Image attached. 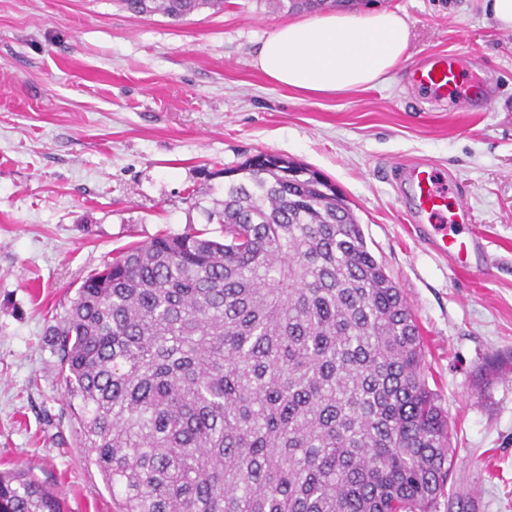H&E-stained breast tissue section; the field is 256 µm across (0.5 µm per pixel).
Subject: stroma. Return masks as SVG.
<instances>
[{"instance_id":"1","label":"stroma","mask_w":512,"mask_h":512,"mask_svg":"<svg viewBox=\"0 0 512 512\" xmlns=\"http://www.w3.org/2000/svg\"><path fill=\"white\" fill-rule=\"evenodd\" d=\"M404 12L407 60L382 86L307 96L252 64L291 21L267 0H224L175 23L120 0H0V471L58 491L65 512H112L81 448L50 328L83 276L160 233L221 226L224 171L261 153L300 161L350 202L424 339L428 384L458 450L437 512H512V31L481 0H361ZM453 54L493 91L462 112L412 88ZM425 161L464 185L461 237L487 256L460 272L412 222L398 168Z\"/></svg>"}]
</instances>
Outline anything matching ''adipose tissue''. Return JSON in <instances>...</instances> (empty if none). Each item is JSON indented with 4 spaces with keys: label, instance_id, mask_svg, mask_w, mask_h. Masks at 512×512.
Wrapping results in <instances>:
<instances>
[{
    "label": "adipose tissue",
    "instance_id": "adipose-tissue-1",
    "mask_svg": "<svg viewBox=\"0 0 512 512\" xmlns=\"http://www.w3.org/2000/svg\"><path fill=\"white\" fill-rule=\"evenodd\" d=\"M410 38L406 15L395 10L330 13L276 27L252 63L271 82L310 96L370 89L406 59Z\"/></svg>",
    "mask_w": 512,
    "mask_h": 512
}]
</instances>
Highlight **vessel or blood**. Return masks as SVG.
I'll return each mask as SVG.
<instances>
[{
    "instance_id": "b4317fda",
    "label": "vessel or blood",
    "mask_w": 512,
    "mask_h": 512,
    "mask_svg": "<svg viewBox=\"0 0 512 512\" xmlns=\"http://www.w3.org/2000/svg\"><path fill=\"white\" fill-rule=\"evenodd\" d=\"M416 87L426 88L436 94H446L459 86V64L451 55H441L419 63L411 72ZM406 182L412 193L411 215L418 224L436 225L440 235L436 249L443 254H451L460 270L470 267L471 252L481 249L480 237L459 240L455 229L468 223L471 210L466 202L449 203L448 192L435 173L425 164L407 166Z\"/></svg>"
}]
</instances>
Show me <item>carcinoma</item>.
I'll return each instance as SVG.
<instances>
[{
	"label": "carcinoma",
	"instance_id": "cac0c4a2",
	"mask_svg": "<svg viewBox=\"0 0 512 512\" xmlns=\"http://www.w3.org/2000/svg\"><path fill=\"white\" fill-rule=\"evenodd\" d=\"M356 0H272L330 11ZM180 22L224 0H121ZM222 225L83 277L53 346L113 512H433L453 463L423 338L346 197L260 153L224 170ZM0 512H63L22 470Z\"/></svg>",
	"mask_w": 512,
	"mask_h": 512
}]
</instances>
